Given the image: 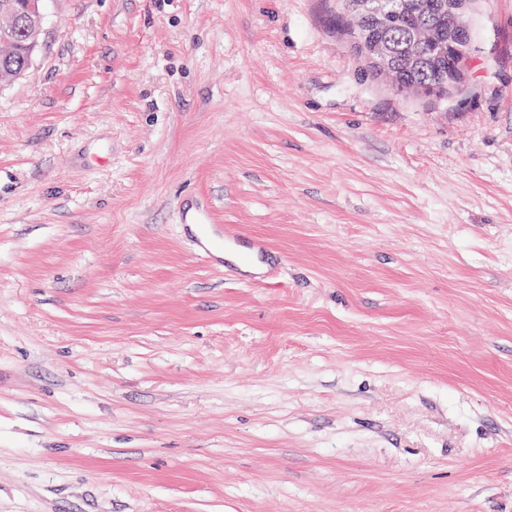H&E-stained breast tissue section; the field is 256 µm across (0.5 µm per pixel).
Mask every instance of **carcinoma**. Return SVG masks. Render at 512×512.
Returning a JSON list of instances; mask_svg holds the SVG:
<instances>
[{
    "label": "carcinoma",
    "instance_id": "carcinoma-1",
    "mask_svg": "<svg viewBox=\"0 0 512 512\" xmlns=\"http://www.w3.org/2000/svg\"><path fill=\"white\" fill-rule=\"evenodd\" d=\"M339 13L353 16L356 24L343 30L366 72L377 75L390 65L401 87L421 83L432 97L448 95V0H401L387 16L371 11V0H337Z\"/></svg>",
    "mask_w": 512,
    "mask_h": 512
}]
</instances>
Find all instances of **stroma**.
Returning a JSON list of instances; mask_svg holds the SVG:
<instances>
[{
	"instance_id": "35a3bbf8",
	"label": "stroma",
	"mask_w": 512,
	"mask_h": 512,
	"mask_svg": "<svg viewBox=\"0 0 512 512\" xmlns=\"http://www.w3.org/2000/svg\"><path fill=\"white\" fill-rule=\"evenodd\" d=\"M0 86V512H512V0L467 78L336 0H44ZM285 253L196 258L185 211ZM21 1L22 16L26 21L24 33L30 39L25 44L27 54V67L30 66L32 58L36 53L40 36L43 31V2L44 0H19ZM398 1L402 2L401 6L382 17L371 11V0H337L339 15L349 14L356 21L343 34L364 60L369 75L376 76L383 64H389L399 76L398 91L405 93L407 85L421 83L432 89L426 97L448 95V30L450 20L456 17L458 1L449 4L448 0ZM419 27L433 29L436 39L413 46L412 36Z\"/></svg>"
}]
</instances>
